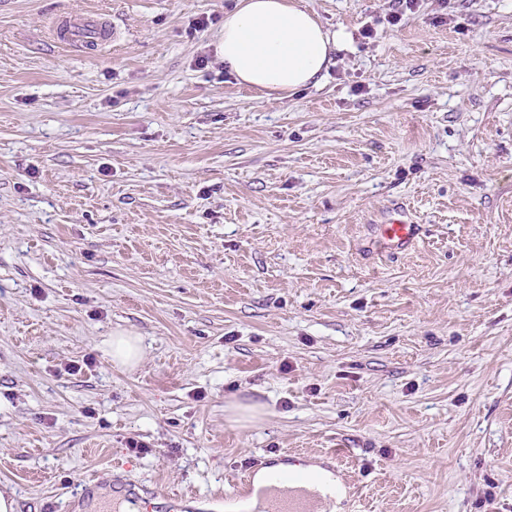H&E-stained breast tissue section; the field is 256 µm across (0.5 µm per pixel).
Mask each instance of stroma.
<instances>
[{
  "label": "stroma",
  "mask_w": 512,
  "mask_h": 512,
  "mask_svg": "<svg viewBox=\"0 0 512 512\" xmlns=\"http://www.w3.org/2000/svg\"><path fill=\"white\" fill-rule=\"evenodd\" d=\"M235 2L0 0V490L225 512L254 456L348 448L337 512H512V0H303L352 41L282 100L217 54ZM86 10L96 55L48 35ZM377 235L384 249H402L412 244L418 235V224H410L403 213L396 212L378 225ZM110 355L113 363L123 366H135L142 358L138 338L129 330H119L113 333L109 341Z\"/></svg>",
  "instance_id": "stroma-1"
}]
</instances>
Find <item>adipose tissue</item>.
<instances>
[{"instance_id": "ef3b65f1", "label": "adipose tissue", "mask_w": 512, "mask_h": 512, "mask_svg": "<svg viewBox=\"0 0 512 512\" xmlns=\"http://www.w3.org/2000/svg\"><path fill=\"white\" fill-rule=\"evenodd\" d=\"M345 29L325 28L301 0H238L224 14L219 52L237 83L262 97L319 86Z\"/></svg>"}]
</instances>
